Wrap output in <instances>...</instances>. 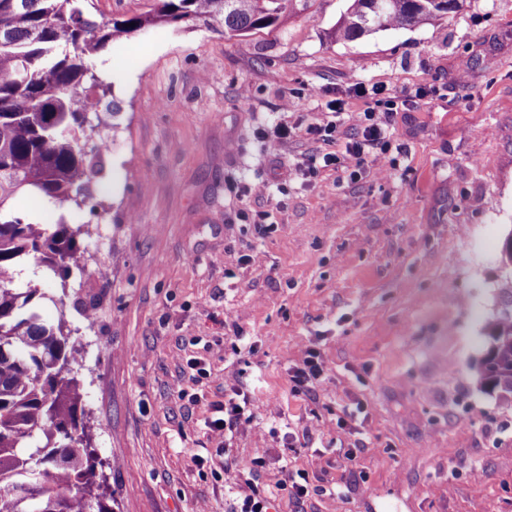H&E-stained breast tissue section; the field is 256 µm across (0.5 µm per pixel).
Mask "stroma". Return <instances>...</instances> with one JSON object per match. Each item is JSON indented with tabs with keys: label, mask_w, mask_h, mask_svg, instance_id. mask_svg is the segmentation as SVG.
Masks as SVG:
<instances>
[{
	"label": "stroma",
	"mask_w": 512,
	"mask_h": 512,
	"mask_svg": "<svg viewBox=\"0 0 512 512\" xmlns=\"http://www.w3.org/2000/svg\"><path fill=\"white\" fill-rule=\"evenodd\" d=\"M347 5L312 0L245 36L177 23L108 43L119 111L85 204L12 202L80 227L101 269L28 264L16 285L77 342L112 512H231L254 489L268 512H512V407L476 370L508 275L512 0L353 41L332 35ZM359 85L403 102L387 151L355 178L306 175L337 150L307 127L338 100L354 137ZM312 354L323 371L294 391L288 369ZM233 384L252 419L212 437L209 404ZM300 472L298 501L278 482Z\"/></svg>",
	"instance_id": "obj_1"
}]
</instances>
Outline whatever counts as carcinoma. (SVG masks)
<instances>
[{"label":"carcinoma","mask_w":512,"mask_h":512,"mask_svg":"<svg viewBox=\"0 0 512 512\" xmlns=\"http://www.w3.org/2000/svg\"><path fill=\"white\" fill-rule=\"evenodd\" d=\"M309 0H157L155 10L98 23L79 0H0V512H112L95 482L94 448L74 375L78 349L63 320L36 311L39 289L15 287L19 267L68 275L79 267L80 229L33 223L11 210L21 192L79 206L82 185L100 172L87 148L86 98L111 93L94 59L107 44L148 26L218 23L231 36L304 13ZM462 0H349L334 36L354 40L424 24ZM480 362L483 380L512 403V286L505 289ZM46 484L26 497L35 470Z\"/></svg>","instance_id":"cac0c4a2"}]
</instances>
